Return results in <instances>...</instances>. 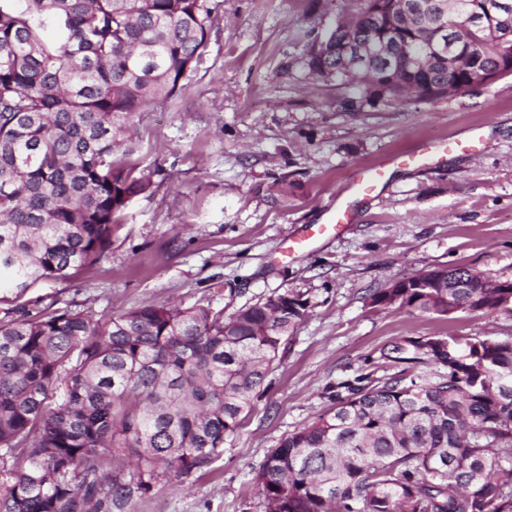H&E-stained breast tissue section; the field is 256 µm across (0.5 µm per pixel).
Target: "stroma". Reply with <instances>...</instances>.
I'll use <instances>...</instances> for the list:
<instances>
[{"label": "stroma", "instance_id": "35a3bbf8", "mask_svg": "<svg viewBox=\"0 0 512 512\" xmlns=\"http://www.w3.org/2000/svg\"><path fill=\"white\" fill-rule=\"evenodd\" d=\"M362 0H206L213 27L184 90L134 120L131 157L151 186L131 199L104 254L15 304L117 313L147 303L203 300L232 313L271 293L308 301L269 386L224 440V452L180 483L159 482L135 512H265L251 481L271 448L329 407L327 386L399 365L382 349L404 336L512 338V315L446 316L376 309L393 280L461 264L512 280V74L475 92L353 109L355 91L312 77L304 32L323 33ZM429 169L402 156L442 140L468 141ZM387 163L367 196L353 173ZM346 208L343 231L300 257L286 239Z\"/></svg>", "mask_w": 512, "mask_h": 512}]
</instances>
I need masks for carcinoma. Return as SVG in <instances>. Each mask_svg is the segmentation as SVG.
<instances>
[{"label":"carcinoma","instance_id":"obj_1","mask_svg":"<svg viewBox=\"0 0 512 512\" xmlns=\"http://www.w3.org/2000/svg\"><path fill=\"white\" fill-rule=\"evenodd\" d=\"M364 0L309 53L323 79L356 83L357 102L512 73V0ZM212 28L204 0H0V288L23 294L101 257L112 224L150 180L135 176L131 121L180 93ZM454 44L444 70L380 60L357 79L322 42ZM381 288L374 307L445 316L512 314V288L465 266ZM307 300L272 293L229 316L197 302L119 314L15 308L0 318V512H133L163 478L224 452ZM397 375L362 373L327 388L330 407L271 449L255 471L266 512H512V339L406 336L382 354ZM434 365L437 373L426 368ZM135 451L126 476L107 472Z\"/></svg>","mask_w":512,"mask_h":512}]
</instances>
